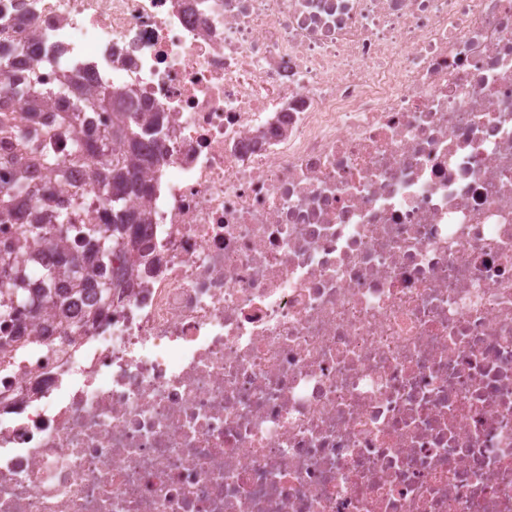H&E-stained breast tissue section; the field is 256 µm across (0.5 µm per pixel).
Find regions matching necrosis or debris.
I'll return each mask as SVG.
<instances>
[{
    "mask_svg": "<svg viewBox=\"0 0 512 512\" xmlns=\"http://www.w3.org/2000/svg\"><path fill=\"white\" fill-rule=\"evenodd\" d=\"M17 43L161 118L130 287L0 371V512H512V0H0Z\"/></svg>",
    "mask_w": 512,
    "mask_h": 512,
    "instance_id": "4bbe7bcc",
    "label": "necrosis or debris"
}]
</instances>
